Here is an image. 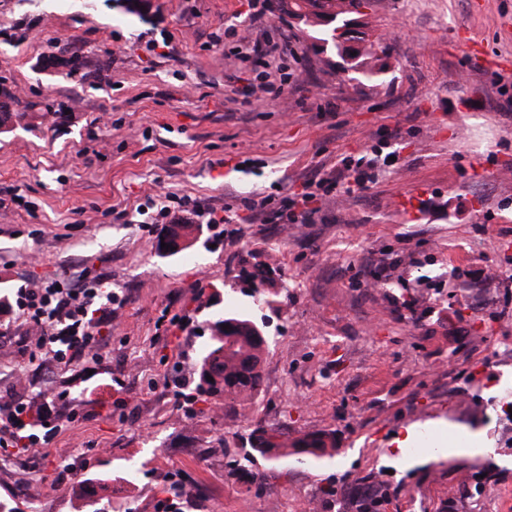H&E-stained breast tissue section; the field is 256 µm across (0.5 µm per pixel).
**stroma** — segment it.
I'll use <instances>...</instances> for the list:
<instances>
[{
	"mask_svg": "<svg viewBox=\"0 0 512 512\" xmlns=\"http://www.w3.org/2000/svg\"><path fill=\"white\" fill-rule=\"evenodd\" d=\"M364 22L386 48L376 80L342 71L291 20L297 82L244 106L230 90L248 76L212 42L231 24L261 38L248 0H0V93L19 98L0 196L26 202L0 210V290L86 268L129 298L91 373L41 370L13 318L0 396L44 391L74 419L41 452L0 459L1 499L84 512L94 492L154 512L179 470L204 491L198 512H356L369 481L386 491L381 512H512V100L495 82L512 75V0H372ZM165 37L167 56L150 53ZM386 141L393 170L320 202L309 224H228L219 239L204 226L161 254L162 225L137 212L167 191L218 210L284 196ZM255 260L283 280L263 307L238 279ZM230 311L265 326L247 418L179 410L168 376L196 379ZM257 420L335 430L336 452L240 475L229 461ZM406 433L428 451L404 455ZM452 434L479 438L486 466L436 455Z\"/></svg>",
	"mask_w": 512,
	"mask_h": 512,
	"instance_id": "stroma-1",
	"label": "stroma"
}]
</instances>
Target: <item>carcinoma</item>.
<instances>
[{"label": "carcinoma", "instance_id": "obj_1", "mask_svg": "<svg viewBox=\"0 0 512 512\" xmlns=\"http://www.w3.org/2000/svg\"><path fill=\"white\" fill-rule=\"evenodd\" d=\"M362 0H288V14L299 13L304 17L320 19L328 17L331 23L324 30V36L317 38L322 45L332 47L341 55L343 44L338 29L345 26L350 15L360 14ZM380 56L375 45L367 42L363 52L357 54L351 69L360 71L371 78L382 71L378 67ZM193 232L191 224H171L161 234L166 240L186 239ZM240 277L251 282L254 294L267 299L265 286L274 279V269L267 264H257L253 271H244ZM261 328L250 317L227 313L212 326L210 343L207 345L199 367V382L186 397V403L193 404L204 397L224 402L225 414L236 417L244 414L247 404L259 393L262 385L261 370L266 350V339L258 335ZM212 380H207V377ZM249 450L234 460L233 470L244 472L247 465L258 457L275 463L283 458L302 455L304 458H319L328 451L336 450V431H299L294 436L278 425L255 422L248 437Z\"/></svg>", "mask_w": 512, "mask_h": 512}]
</instances>
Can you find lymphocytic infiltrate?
I'll list each match as a JSON object with an SVG mask.
<instances>
[{"label": "lymphocytic infiltrate", "mask_w": 512, "mask_h": 512, "mask_svg": "<svg viewBox=\"0 0 512 512\" xmlns=\"http://www.w3.org/2000/svg\"><path fill=\"white\" fill-rule=\"evenodd\" d=\"M250 17L265 23L263 39L253 43L238 36L225 57L245 64L262 62L256 84L245 92L244 104L263 100L275 85H287L294 76L300 56L290 44L285 29L269 21L268 0H252ZM335 179L314 177L304 191L292 196L259 195L245 200L244 206L266 224H308L315 210L314 201L331 195ZM154 223L166 220L173 210L192 211L205 224H236V213L217 214L200 199L169 193L155 203ZM126 299L112 291L104 279L80 276L59 283L30 288L19 286L9 304L34 332V346L42 367L53 370L81 362H99L102 343L100 328L111 323ZM61 412L42 397L17 399L0 397V453L31 452L47 447L60 432Z\"/></svg>", "instance_id": "1"}]
</instances>
